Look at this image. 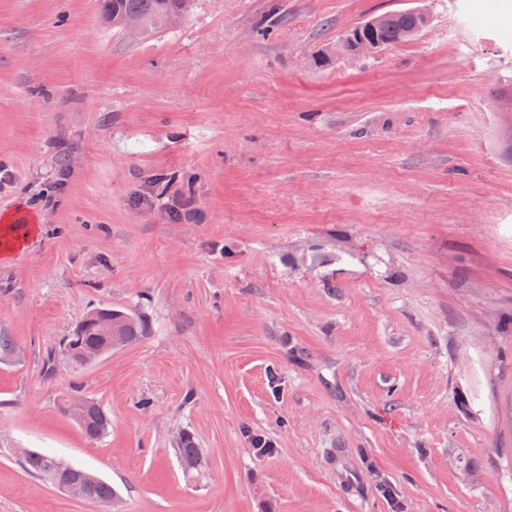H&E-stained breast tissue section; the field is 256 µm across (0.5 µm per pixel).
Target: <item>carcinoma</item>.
<instances>
[{
    "label": "carcinoma",
    "mask_w": 512,
    "mask_h": 512,
    "mask_svg": "<svg viewBox=\"0 0 512 512\" xmlns=\"http://www.w3.org/2000/svg\"><path fill=\"white\" fill-rule=\"evenodd\" d=\"M184 4L185 0H105V9L113 23L135 20L142 29L148 31L164 18L181 11ZM424 27L425 17L414 10L385 14L375 21L354 28L346 39V47L356 51L361 44L366 43L373 49H379L410 40ZM100 317L98 309L88 313L82 320L79 332L67 337L65 345L72 346V355L81 352L90 354L100 348L109 350L123 347L142 337L144 320L136 313L112 310V333L108 336L99 331L97 320ZM59 409L90 441L100 440L110 426L105 411L92 400L77 405L66 396ZM177 451L184 468L197 470L202 467L203 454L190 437L180 438ZM21 462L27 472L53 486L61 482L79 484L88 499L109 503L115 496L108 482L42 452L31 450L21 458Z\"/></svg>",
    "instance_id": "obj_1"
}]
</instances>
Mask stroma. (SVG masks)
<instances>
[{
    "instance_id": "stroma-1",
    "label": "stroma",
    "mask_w": 512,
    "mask_h": 512,
    "mask_svg": "<svg viewBox=\"0 0 512 512\" xmlns=\"http://www.w3.org/2000/svg\"><path fill=\"white\" fill-rule=\"evenodd\" d=\"M415 8V38L337 52ZM509 79L512 0H190L149 35L0 0V219L34 226L0 246V512H512ZM98 308L144 337L67 366ZM86 399V404L77 405L72 403L70 396H65L59 409L78 426L88 440L98 441L107 433L110 419L97 402ZM196 447L195 442L189 436L180 438L177 451L184 468L197 470L202 467L204 457L200 448ZM21 454H26L21 458V462L27 472L53 486L61 482H67L57 485L56 488L72 497L84 498L78 486L69 482L79 484L84 491V496L88 499L109 503L115 496L111 484L80 468L35 450L24 449ZM84 501L102 505L99 502L89 501L85 498Z\"/></svg>"
}]
</instances>
